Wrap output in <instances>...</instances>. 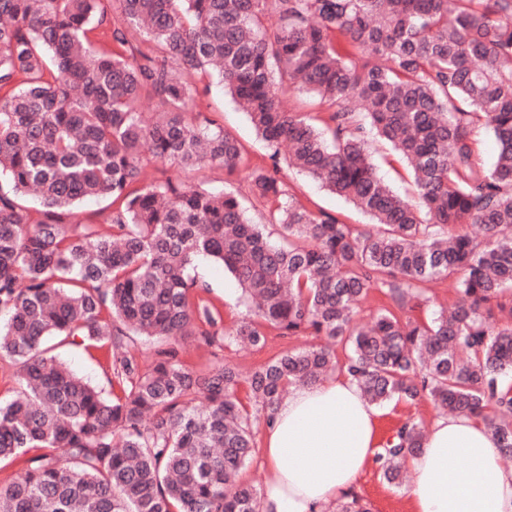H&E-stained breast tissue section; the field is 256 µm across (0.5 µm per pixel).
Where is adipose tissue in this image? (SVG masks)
Listing matches in <instances>:
<instances>
[{
    "mask_svg": "<svg viewBox=\"0 0 512 512\" xmlns=\"http://www.w3.org/2000/svg\"><path fill=\"white\" fill-rule=\"evenodd\" d=\"M380 416L347 373L293 387L264 427L260 512H323L350 493L380 446ZM406 465L411 512H512V469L479 418L435 419Z\"/></svg>",
    "mask_w": 512,
    "mask_h": 512,
    "instance_id": "1",
    "label": "adipose tissue"
}]
</instances>
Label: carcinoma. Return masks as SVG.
Here are the masks:
<instances>
[{
	"label": "carcinoma",
	"instance_id": "1",
	"mask_svg": "<svg viewBox=\"0 0 512 512\" xmlns=\"http://www.w3.org/2000/svg\"><path fill=\"white\" fill-rule=\"evenodd\" d=\"M115 3L109 20L100 0H0V355L21 364L25 386L0 401V462H26L0 486V512H259L257 489L237 482L254 422H270L287 387L339 368L373 404L427 399L482 418L512 458V326H493L489 309L512 290V0ZM99 28L110 54L92 46ZM285 80L327 104L323 128L285 107ZM215 81L270 150L246 182L281 243L237 193L147 179L149 157L182 170L245 165L221 113L188 112ZM479 126L497 146L489 169L476 159ZM376 138L407 162L412 195L379 176ZM285 142L290 166L375 228L293 197ZM31 190L35 215L21 203ZM87 199L111 201L106 225L75 220ZM465 224L483 241L455 231ZM201 257L250 303L227 330L190 275ZM457 273L451 311L396 314ZM373 289L390 305L363 326ZM269 328L325 341L245 378L221 359L197 372L182 358L189 336L258 348ZM140 336L158 343L145 372ZM52 338L106 350L111 394L51 354ZM424 439L409 420L385 440L387 484H401Z\"/></svg>",
	"mask_w": 512,
	"mask_h": 512
}]
</instances>
